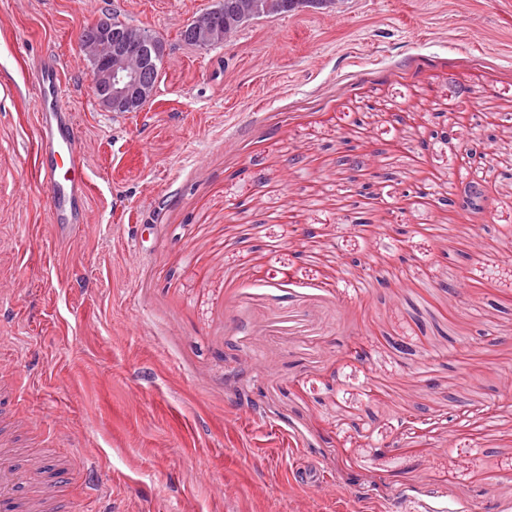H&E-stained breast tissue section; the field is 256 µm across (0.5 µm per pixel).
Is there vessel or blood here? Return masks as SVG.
<instances>
[{
	"label": "vessel or blood",
	"instance_id": "1",
	"mask_svg": "<svg viewBox=\"0 0 512 512\" xmlns=\"http://www.w3.org/2000/svg\"><path fill=\"white\" fill-rule=\"evenodd\" d=\"M28 85L37 104L36 176L48 190L52 222L63 238L81 229L89 182L85 149L64 103L57 64L35 68ZM65 483L64 467L0 452V512H72V502L57 497Z\"/></svg>",
	"mask_w": 512,
	"mask_h": 512
}]
</instances>
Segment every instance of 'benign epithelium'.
Masks as SVG:
<instances>
[{
  "instance_id": "benign-epithelium-1",
  "label": "benign epithelium",
  "mask_w": 512,
  "mask_h": 512,
  "mask_svg": "<svg viewBox=\"0 0 512 512\" xmlns=\"http://www.w3.org/2000/svg\"><path fill=\"white\" fill-rule=\"evenodd\" d=\"M218 13L219 10L214 9L196 18L192 24L198 42L207 47L222 43L226 36L216 24ZM109 31V21H98L87 28L85 34L103 43L104 48L91 47L85 40L81 46L92 64L93 95L103 107L111 111L122 110L154 95L166 45L160 37L146 30L134 38L122 36L113 40L109 38ZM435 139L460 149L470 168H479L483 156L480 145L454 143L455 134L449 128L435 132Z\"/></svg>"
}]
</instances>
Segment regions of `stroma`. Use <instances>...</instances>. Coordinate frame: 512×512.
Listing matches in <instances>:
<instances>
[{
    "label": "stroma",
    "mask_w": 512,
    "mask_h": 512,
    "mask_svg": "<svg viewBox=\"0 0 512 512\" xmlns=\"http://www.w3.org/2000/svg\"><path fill=\"white\" fill-rule=\"evenodd\" d=\"M218 5L0 0V359L30 442L80 512H512V0L183 42ZM112 16L167 47L136 112L91 92L80 36ZM54 60L90 175L64 241L25 83ZM439 125L483 142V211L449 206Z\"/></svg>",
    "instance_id": "35a3bbf8"
}]
</instances>
